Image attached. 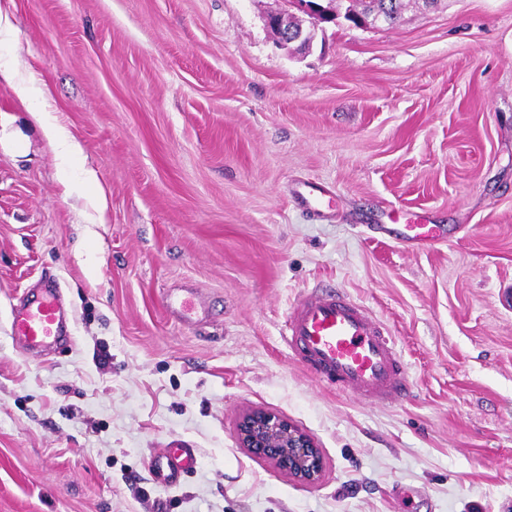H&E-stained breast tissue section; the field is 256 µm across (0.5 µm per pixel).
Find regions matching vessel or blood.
Wrapping results in <instances>:
<instances>
[{"instance_id": "obj_1", "label": "vessel or blood", "mask_w": 512, "mask_h": 512, "mask_svg": "<svg viewBox=\"0 0 512 512\" xmlns=\"http://www.w3.org/2000/svg\"><path fill=\"white\" fill-rule=\"evenodd\" d=\"M64 315L55 293L31 301L14 331L30 344L57 337ZM283 339L306 369L337 392L375 404H390L408 389L405 363L393 336L369 310L333 288L298 301L285 321ZM197 449L180 446L151 459L156 472L178 485L198 465Z\"/></svg>"}]
</instances>
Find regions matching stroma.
Returning <instances> with one entry per match:
<instances>
[{
    "label": "stroma",
    "mask_w": 512,
    "mask_h": 512,
    "mask_svg": "<svg viewBox=\"0 0 512 512\" xmlns=\"http://www.w3.org/2000/svg\"><path fill=\"white\" fill-rule=\"evenodd\" d=\"M0 6V512H512V0L340 18L302 55L264 24L283 0ZM36 109L83 147L69 181ZM51 286L67 333L34 348L12 324ZM319 286L388 327L405 398L290 354ZM180 288L207 321L165 309ZM251 408L315 438L318 483L240 448ZM178 444L199 464L168 487ZM198 461L197 449L180 446L168 448L166 453L153 457L150 466L156 472L166 473L170 485L176 486L196 469Z\"/></svg>",
    "instance_id": "stroma-1"
}]
</instances>
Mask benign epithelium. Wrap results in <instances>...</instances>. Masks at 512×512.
<instances>
[{
	"label": "benign epithelium",
	"mask_w": 512,
	"mask_h": 512,
	"mask_svg": "<svg viewBox=\"0 0 512 512\" xmlns=\"http://www.w3.org/2000/svg\"><path fill=\"white\" fill-rule=\"evenodd\" d=\"M291 7L309 16L311 29L294 28ZM336 16V0H327L325 5L289 0L287 8L268 14L265 22L279 46H292L294 50L306 53L312 48L315 28L322 22L336 21ZM236 433L240 447L273 463L294 480L314 484L322 476L324 458L321 449L310 434L288 419L264 409H252L240 417Z\"/></svg>",
	"instance_id": "benign-epithelium-1"
}]
</instances>
